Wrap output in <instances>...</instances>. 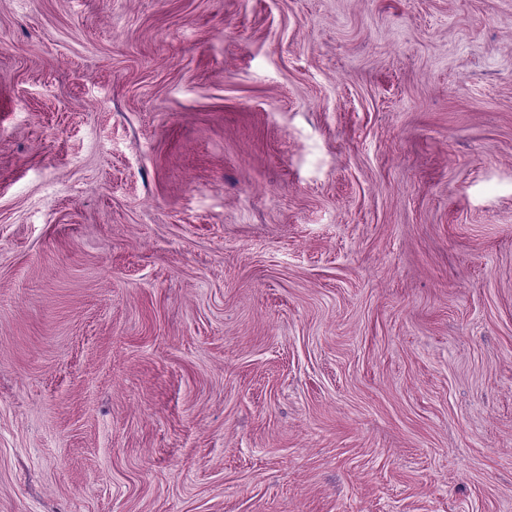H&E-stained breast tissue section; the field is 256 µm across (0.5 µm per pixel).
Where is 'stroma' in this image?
I'll use <instances>...</instances> for the list:
<instances>
[{
	"label": "stroma",
	"instance_id": "stroma-1",
	"mask_svg": "<svg viewBox=\"0 0 512 512\" xmlns=\"http://www.w3.org/2000/svg\"><path fill=\"white\" fill-rule=\"evenodd\" d=\"M0 512H512V0H0Z\"/></svg>",
	"mask_w": 512,
	"mask_h": 512
}]
</instances>
